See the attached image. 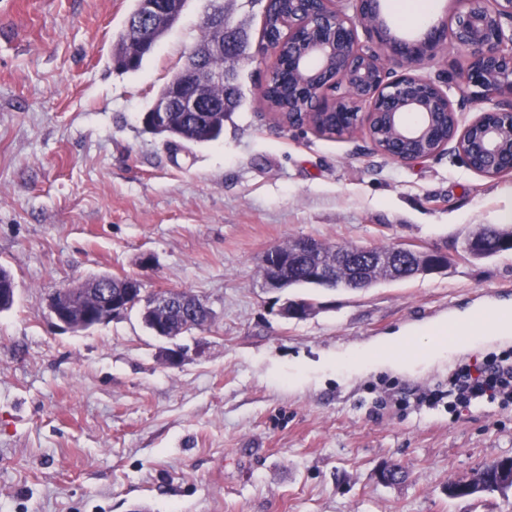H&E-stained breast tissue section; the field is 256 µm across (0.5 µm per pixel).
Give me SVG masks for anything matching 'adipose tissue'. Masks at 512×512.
<instances>
[{
	"label": "adipose tissue",
	"instance_id": "adipose-tissue-1",
	"mask_svg": "<svg viewBox=\"0 0 512 512\" xmlns=\"http://www.w3.org/2000/svg\"><path fill=\"white\" fill-rule=\"evenodd\" d=\"M481 324V319L470 320L451 343L431 325L409 337L385 336L360 348L336 352L324 358L323 364L346 370L351 376L387 370L412 373L447 358L449 344L461 347L473 341Z\"/></svg>",
	"mask_w": 512,
	"mask_h": 512
}]
</instances>
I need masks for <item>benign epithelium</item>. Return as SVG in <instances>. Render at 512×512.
Here are the masks:
<instances>
[{"label": "benign epithelium", "mask_w": 512, "mask_h": 512, "mask_svg": "<svg viewBox=\"0 0 512 512\" xmlns=\"http://www.w3.org/2000/svg\"><path fill=\"white\" fill-rule=\"evenodd\" d=\"M294 11L288 15V71H316L323 80L304 81L307 111L288 127L318 129L329 115L345 116L353 122L350 131H371L383 116L391 118L396 148L389 157L402 164L428 159L453 142L467 167L475 174L496 178L512 174V0H460L462 8L432 29L418 42L394 44L376 20L380 0H355L354 16L336 8V0H291ZM321 17L326 35L317 37L310 27L313 15ZM181 12L169 0H138V8L127 21V30L137 34L161 22L169 28ZM206 20L216 31L210 42L190 50L176 76L169 80L143 116L149 129L163 130L171 112H222L226 102L208 99L198 85H227L231 78L212 64L229 50L246 48L224 12L211 2ZM372 33L377 48L362 46L358 28ZM453 42L464 54L465 65L448 72L445 84L465 88L480 104L477 115L460 123L457 109L442 85L419 73L445 41ZM451 123L447 137L428 152L418 153L409 146L421 141L435 127ZM362 249L352 247L337 256L350 269L349 276L336 286L360 290L373 283L364 275ZM392 280H406L448 268V254L438 250L399 246L392 254L377 259ZM292 259L287 253L271 250L263 258L265 287L281 291L288 288ZM125 280L133 284L127 294L114 297L104 292L103 307L87 310L74 321L66 299L74 288L58 289L49 301L51 316L62 326L77 329L93 327L113 316L142 307L141 315H151L156 336L175 340L196 328L187 321L180 331H169L165 318L176 306L177 294L162 289L143 299L141 281L136 276ZM316 306L310 301L284 304L282 313L292 319L308 317Z\"/></svg>", "instance_id": "obj_1"}]
</instances>
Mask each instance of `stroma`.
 Returning <instances> with one entry per match:
<instances>
[{"instance_id": "obj_1", "label": "stroma", "mask_w": 512, "mask_h": 512, "mask_svg": "<svg viewBox=\"0 0 512 512\" xmlns=\"http://www.w3.org/2000/svg\"><path fill=\"white\" fill-rule=\"evenodd\" d=\"M135 0H0V512H512V488L452 498L490 458L512 457V405L449 411L448 380L512 334L412 374L347 377L323 354L444 318L512 307V253L468 258L465 238L512 216V175L484 178L455 147L413 164L365 131L279 124L261 93L266 0H224L250 54L224 135L169 145L142 116L201 38L209 0L135 72L113 50ZM297 239L416 246L448 268L351 291L268 290L262 259ZM150 268H142L143 257ZM106 274L144 294L187 290L210 323L176 341L139 310L81 332L57 289ZM303 295L317 308L283 316ZM179 347V364L163 353ZM309 381L289 383L296 368ZM407 473L379 482L391 464Z\"/></svg>"}]
</instances>
